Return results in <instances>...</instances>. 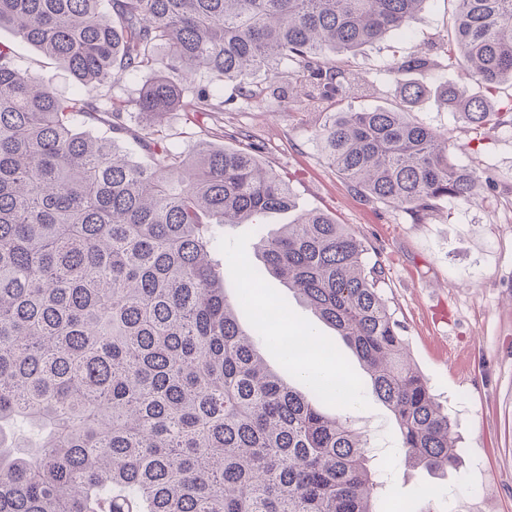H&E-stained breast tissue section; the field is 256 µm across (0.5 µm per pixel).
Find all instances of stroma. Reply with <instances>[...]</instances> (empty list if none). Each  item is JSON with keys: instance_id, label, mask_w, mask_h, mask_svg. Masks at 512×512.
Wrapping results in <instances>:
<instances>
[{"instance_id": "stroma-1", "label": "stroma", "mask_w": 512, "mask_h": 512, "mask_svg": "<svg viewBox=\"0 0 512 512\" xmlns=\"http://www.w3.org/2000/svg\"><path fill=\"white\" fill-rule=\"evenodd\" d=\"M456 11L455 0H428L407 29L352 54L327 52L330 62L350 66L360 90L319 111L310 110L291 82L284 102L266 94L242 99L228 82L223 111H173L161 125L167 141L185 154L218 132L226 146L259 145L263 163L289 185L296 203L295 210L267 215L266 229L318 209L362 236L369 260L385 265L383 293L418 370L461 438L462 465L439 475L406 469L394 418L370 393H361L347 413L339 402L323 403L324 412L346 413L372 439L386 483L377 501L380 512H512V127L471 130L435 93L439 84L470 81L441 48L452 35ZM0 41L12 45L20 63L56 92H74L68 73L9 29L0 30ZM428 48L433 66L406 76L428 93L406 107L389 67L396 58ZM378 108L405 109L413 121L447 131L452 162L492 179V187L470 201L439 202L417 224L398 209L360 197L329 163L317 134L336 113ZM258 301L270 309L288 305L287 319L271 323L269 335H284L292 326L313 329L326 349L337 352L348 375L363 383L362 369L335 330L290 298L278 279H264ZM487 484L492 493L478 494Z\"/></svg>"}]
</instances>
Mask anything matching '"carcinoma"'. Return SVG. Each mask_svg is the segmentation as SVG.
<instances>
[{
  "label": "carcinoma",
  "mask_w": 512,
  "mask_h": 512,
  "mask_svg": "<svg viewBox=\"0 0 512 512\" xmlns=\"http://www.w3.org/2000/svg\"><path fill=\"white\" fill-rule=\"evenodd\" d=\"M429 0H0V29L53 58L77 91L58 96L0 44V512H377L367 435L267 362L266 335L224 277L271 274L332 326L392 413L404 465L446 473L460 437L416 368L365 242L320 210L265 232L293 193L249 150L201 142L193 155L155 136L163 116L222 112L224 83L253 98L292 67L324 98L355 75L323 58L405 28ZM453 51L477 84L512 83V0H456ZM427 52L392 71L429 68ZM204 71L210 84L193 86ZM144 72L135 98L98 91ZM438 97L475 130L512 125L467 85ZM139 129L92 137L76 117L126 107ZM147 151L138 164L117 135ZM321 148L352 189L422 221L476 195L448 134L377 109L339 112ZM252 224L261 263L213 257L217 230Z\"/></svg>",
  "instance_id": "cac0c4a2"
}]
</instances>
